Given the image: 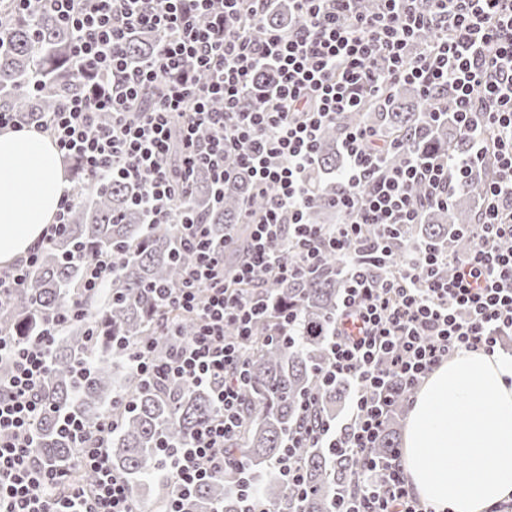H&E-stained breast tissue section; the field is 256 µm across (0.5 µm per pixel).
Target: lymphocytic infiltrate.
Masks as SVG:
<instances>
[{
	"mask_svg": "<svg viewBox=\"0 0 512 512\" xmlns=\"http://www.w3.org/2000/svg\"><path fill=\"white\" fill-rule=\"evenodd\" d=\"M12 2L24 14L52 11L73 32L67 60L81 88L34 125L81 171L50 236L64 230L82 192L125 181L140 185L147 223L176 225L180 247L194 256L181 287L155 294L160 305L194 315L196 331L160 360L149 346L129 348L131 369L144 380L210 390L215 405L183 447L157 458L168 512H181L185 493L223 475L224 446L240 430L245 350L263 312L245 285L261 273L280 282L310 276L330 253L343 263L346 287L318 375L350 383V417L298 430L274 468L299 494L294 449L310 443L354 455L364 469L355 489L337 493L334 512H430L409 494L401 463H379L372 449L393 389L415 391L448 357L493 352L498 337L512 332V0H376L371 10L362 0H292L302 22L288 30L266 23L274 0ZM133 29L158 36L155 54L137 66L125 55ZM428 31L435 39L422 41ZM267 68L274 81L252 110H241ZM401 83L416 85L434 116L452 115L470 154L422 161L408 140L345 127V165L332 199L341 220L309 223L323 131L367 103H387ZM153 87L155 99L141 106ZM103 113L109 122H100ZM175 146L177 176L169 163ZM393 152L403 157L396 167L386 164ZM229 153L267 198L259 214L244 217L248 254L233 288L223 246L189 206L194 171L206 167L223 184ZM485 163L493 175L465 253L420 243L398 249L403 228L419 223L424 207L448 205ZM229 327L236 337L226 336ZM59 329L51 321L23 345L0 333V358L12 361L8 379L0 378V512H140L132 484L107 460L114 416L90 433L78 419L64 421L79 465L94 475L91 485L71 482L67 470L35 454L32 426L44 410L39 391ZM376 469L382 478L370 481Z\"/></svg>",
	"mask_w": 512,
	"mask_h": 512,
	"instance_id": "f902f5d3",
	"label": "lymphocytic infiltrate"
}]
</instances>
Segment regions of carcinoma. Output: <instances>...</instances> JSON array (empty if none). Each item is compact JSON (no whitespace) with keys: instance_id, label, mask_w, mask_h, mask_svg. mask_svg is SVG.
Masks as SVG:
<instances>
[{"instance_id":"1","label":"carcinoma","mask_w":512,"mask_h":512,"mask_svg":"<svg viewBox=\"0 0 512 512\" xmlns=\"http://www.w3.org/2000/svg\"><path fill=\"white\" fill-rule=\"evenodd\" d=\"M300 21L288 0H280L267 18L268 24L276 26ZM0 38V112L14 113L20 123H33L53 111L63 96L80 88L79 81L67 76L69 66L63 55L71 32L53 13L23 16L0 0ZM157 44L155 33L137 30L127 39L126 56L130 62L140 63L156 51ZM36 79L45 80L40 92L29 89ZM272 80L271 71L260 73L255 94L242 99L240 107H251ZM363 123L389 137L416 134L413 149L423 159L436 151L459 157L470 150V141L448 117L432 120L415 86H396L389 108L372 103L347 114L341 124L324 132L316 151L318 193L309 212L311 223L329 224L336 215L329 200L336 193L334 176L343 166L341 133L346 126ZM225 166L231 176L224 182L222 199H216L210 174L201 168L189 204L212 225L217 238L224 237V226H234L236 241L226 249L230 268L244 255L243 214L260 211L265 199L255 195L249 173L239 168L234 156L225 158ZM490 176L488 167L473 170L448 207L430 209L423 223L408 227L405 240L434 244L450 252L467 249L477 218L471 202L482 195ZM139 192L138 185L121 182L83 195L72 210L70 224L44 248L35 268L12 291L8 310L0 314V331L24 344L73 297H80L86 317L68 321L63 335L51 346L50 367L41 390L46 410L34 424V437L42 461L73 467L85 485L91 484L92 475L76 467L74 444L61 428L64 417H75L93 431L115 398L126 399L128 408L119 415L107 453L112 469L136 482L152 472L162 444L179 447L215 413L206 390L174 382L148 385L124 370L125 357L116 346L118 340L149 342L154 355L163 358L172 339L161 335L157 322L173 319L183 336L192 335L196 328L193 315L162 308L153 297L152 288L158 284L182 286L192 257L178 246L176 225L153 224L144 230L145 218L133 202ZM97 254L112 258V277L92 292L81 288L84 259ZM344 285L334 255L327 256L319 270L305 279L261 282L259 299L274 307L275 316L281 309L297 312L301 335L291 341H272L270 320L254 327L248 351L249 383L241 406L243 427L224 447V476L198 485L184 502V512H240L234 477L242 466L257 475V494L270 512H332L337 491L363 468L359 458L343 460L310 444L295 449L307 490L301 499L263 470L283 453L291 431L312 418H335L336 404L348 394L346 381L324 385L316 377ZM310 393L317 396L311 412L301 407ZM406 408L401 393L375 442L373 453L378 459L399 454L400 422Z\"/></svg>"}]
</instances>
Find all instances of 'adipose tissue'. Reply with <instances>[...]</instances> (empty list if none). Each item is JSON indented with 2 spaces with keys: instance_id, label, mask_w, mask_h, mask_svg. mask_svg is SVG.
<instances>
[{
  "instance_id": "ef3b65f1",
  "label": "adipose tissue",
  "mask_w": 512,
  "mask_h": 512,
  "mask_svg": "<svg viewBox=\"0 0 512 512\" xmlns=\"http://www.w3.org/2000/svg\"><path fill=\"white\" fill-rule=\"evenodd\" d=\"M67 188L50 137L0 130V265L44 240ZM403 448L407 486L434 512H486L512 495V356L465 351L437 367Z\"/></svg>"
}]
</instances>
